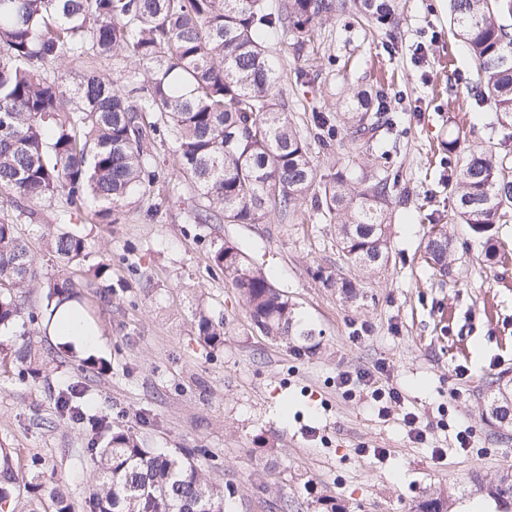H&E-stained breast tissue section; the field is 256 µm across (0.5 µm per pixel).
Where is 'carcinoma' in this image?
Segmentation results:
<instances>
[{
  "instance_id": "1",
  "label": "carcinoma",
  "mask_w": 512,
  "mask_h": 512,
  "mask_svg": "<svg viewBox=\"0 0 512 512\" xmlns=\"http://www.w3.org/2000/svg\"><path fill=\"white\" fill-rule=\"evenodd\" d=\"M400 0H0V211L22 202L66 197L73 213L118 217L145 193L161 170L148 135L173 144V163L197 198L195 224H252L271 207L295 212L307 197L336 224L348 265L370 272L389 261L390 183L371 175L358 183L342 171L317 180L311 143L297 129L280 88L279 62L263 40L268 32L315 45L322 26L349 15L359 23L393 28ZM450 21L478 65L473 97L512 119V0H449ZM110 57L128 64L122 83L94 69L71 86L65 64ZM57 69L47 75V69ZM384 95L354 93L347 103V149H370L382 124ZM447 183L456 215L486 235L512 205L507 166L485 149L448 141ZM46 243L57 258L78 264L88 242L77 226L50 230ZM449 239L433 227L425 251L447 273ZM212 262L247 306L252 325L274 341L309 340L315 329L298 321L295 304L233 243H215ZM94 280L46 278L14 221L0 217V331L23 337L11 352L18 378L36 376L53 359L40 352L23 317L39 323L45 312H25L28 290H46L48 304L80 299L81 288L99 299L112 295V266L97 263ZM345 299L359 297L354 281L326 276ZM198 341L224 347V316L195 310ZM482 416L512 426V382L485 383ZM84 392L75 383L58 390V418L81 424ZM94 488L88 512H225L235 485L209 480L194 455L162 454L133 432L101 418L91 427ZM476 491L497 512H512V468L476 474ZM17 484L8 462L0 467V512H12ZM25 488L51 512H71L66 489L40 470ZM312 512H344L336 500L309 488ZM445 488L417 501L411 512H452Z\"/></svg>"
}]
</instances>
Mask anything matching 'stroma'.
I'll return each instance as SVG.
<instances>
[{"mask_svg":"<svg viewBox=\"0 0 512 512\" xmlns=\"http://www.w3.org/2000/svg\"><path fill=\"white\" fill-rule=\"evenodd\" d=\"M269 49L305 135L312 112L343 115L352 90L383 77L391 126L370 150L349 154L340 124L332 149L312 151L318 174L342 169L356 179L384 170L395 180L388 265L372 275L349 267L335 225L307 201L290 217L272 209L255 224L188 223L195 199L173 172L170 143L152 140L161 178L117 223L83 220L89 254L73 270L81 278L101 259L112 263L111 303L84 304L103 340L96 355L110 369L89 378L78 357L65 355L48 376L22 381L10 357L16 338L1 333L0 448L21 476L36 461L54 465L73 512H85L93 488L88 433L55 418L59 388L79 381L87 419L129 428L164 452L193 449L212 481L235 484L229 512H280L283 498L287 512H306L309 480L347 512H409L440 485L453 488L455 512H496L472 476L512 466V430L483 421L478 398L489 377L512 379V259H486L483 239L456 216L442 180L445 145L456 137L512 167V125L500 126L498 113L471 96L477 65L450 31L448 0H401L390 35L341 17L324 27L317 50L284 36ZM152 206L159 212L150 219ZM28 208L18 229L43 275H61L42 232L68 218L66 200ZM438 222L451 239L443 275L424 253ZM222 240L265 265L299 317L321 330L316 353L253 327L211 261ZM329 274L357 281L363 299L345 302L324 283ZM200 303L223 315V349L198 344L192 312ZM364 369L375 371L374 389L400 392L387 415L373 389L340 384L341 373ZM408 412L418 416L423 442L410 439ZM464 428L471 446L462 450L456 434ZM376 448L384 456H373Z\"/></svg>","mask_w":512,"mask_h":512,"instance_id":"stroma-1","label":"stroma"}]
</instances>
